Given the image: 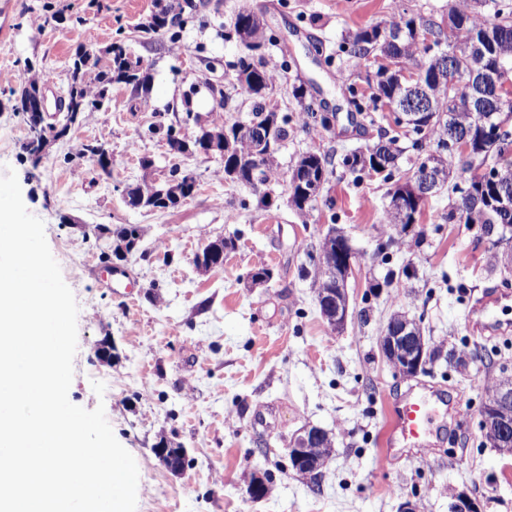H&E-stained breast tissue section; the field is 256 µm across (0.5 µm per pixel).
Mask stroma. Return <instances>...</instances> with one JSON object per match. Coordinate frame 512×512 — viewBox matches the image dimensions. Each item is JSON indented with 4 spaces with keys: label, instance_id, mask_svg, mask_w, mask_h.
Returning <instances> with one entry per match:
<instances>
[{
    "label": "stroma",
    "instance_id": "obj_1",
    "mask_svg": "<svg viewBox=\"0 0 512 512\" xmlns=\"http://www.w3.org/2000/svg\"><path fill=\"white\" fill-rule=\"evenodd\" d=\"M9 2V35L0 39V175L16 172L24 204L43 221L75 296L78 346L68 397L88 410L104 406L138 466L136 512H398L407 499L417 512H448L461 491L481 512H512V454L486 443L481 428L483 379L503 370L512 376V329L480 335L469 324L485 289L512 293V269L494 266L480 225L447 222L451 187L429 197L408 230L385 219L390 183L377 176L355 182L341 165L344 154L382 136H398L401 170L417 156L391 112L353 106V99H370L367 76L376 66L355 65L342 52L348 34L404 9L444 25L454 0H354L350 7L344 0H179L186 24L151 36L141 27L156 0ZM243 7L263 14L272 39L264 63L281 74L263 104L291 119L276 155L281 178L266 194L219 177L220 155H172L164 133L153 130L171 125L191 140L214 116L229 125L249 120L253 97L229 84L240 47L224 38L225 24ZM33 13L48 17L44 30L29 26ZM175 40L184 46L178 55L169 49ZM115 42L140 59L151 110L113 85L105 105L83 112L32 166L13 89L33 75H53L45 119L58 123L54 100L65 92L75 54L104 64ZM298 85L336 112L334 129L296 122ZM94 141L111 150V174L67 161ZM311 149L329 158L331 173L314 208L301 214L288 203L285 177ZM175 169L194 178L191 199L166 211L128 205L125 188L146 179L163 184ZM98 224L142 230L132 252L113 261L129 287L110 285L90 236ZM332 226L356 253L347 280L350 317L339 334L300 276L307 253ZM219 237L234 238L235 250L223 267L201 271L197 253ZM385 240L389 248L379 250ZM261 267L273 271L270 283L251 281ZM397 313L415 319L441 353L474 348L479 360L464 372L441 360L427 375L397 373L379 345ZM104 344L112 348L108 362L96 355ZM96 380L103 394L94 392ZM424 384L456 409L428 447L384 456L392 406ZM306 427L336 443L315 484L288 463V443ZM163 442L183 449L180 470L159 460ZM256 475L270 488L260 500L246 493Z\"/></svg>",
    "mask_w": 512,
    "mask_h": 512
}]
</instances>
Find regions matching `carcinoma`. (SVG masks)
Returning a JSON list of instances; mask_svg holds the SVG:
<instances>
[{
	"label": "carcinoma",
	"instance_id": "1",
	"mask_svg": "<svg viewBox=\"0 0 512 512\" xmlns=\"http://www.w3.org/2000/svg\"><path fill=\"white\" fill-rule=\"evenodd\" d=\"M483 2L485 0H473L463 8L452 10L448 14L449 27L464 36L473 33L479 35L486 29L491 30L492 39L485 46L482 67L497 70L505 65L512 70V4L508 0H501L495 4L493 19L481 21L475 5ZM179 22L181 16L176 13V4L171 0L166 3L158 0L156 10L144 26V32L157 33ZM421 28L431 33L433 44L437 48L448 41V32L440 24L404 11L393 20L360 28L349 34L345 53L357 62L380 55H392L397 58L399 69L389 73L378 70L374 78L376 99L395 112L403 109L404 102L427 95L432 91L437 79L452 83L450 95L432 98V106L429 109L432 121L420 120L408 124L409 133L412 135V147L418 151L420 143L425 141L430 147L441 152V164L446 170L445 176L448 177L453 171L454 160L459 155L454 149V144L448 142V123L460 125L458 133L462 137H468L469 141L475 142L480 139V127L469 119L475 88L468 75V61L459 62L450 70L442 69L440 59L436 55H428L426 50H419L413 46L414 34ZM395 30L401 32L396 45L386 38V34ZM225 37L236 40L242 49V56L235 65L236 84L256 99L249 125L263 132L265 146L279 148L288 138L290 118L264 108L262 99L276 81L262 59L255 58L253 54V48L264 44L266 40V23L263 15L253 10L238 11L231 18ZM407 60L415 63L417 79L413 82L399 79L400 71L404 70L402 64ZM90 66L97 67L98 61L91 60L87 53L79 54L73 60L70 82L61 102L60 111L64 112L62 125L69 128L77 122L81 112L102 107L114 83L127 85L132 96L140 99L142 103L146 101L143 93L147 87V77L140 69V61L132 59L122 44L115 43L111 46L108 64L98 71L91 82L86 79ZM40 92V85L29 82L17 91V109L26 124L30 122L32 106ZM394 144L395 139L391 138L386 142L381 140L368 145L364 150L353 151L343 156L342 165L356 181L373 172L383 173L385 178L392 180L394 172L398 171L397 162L401 155V151L394 147ZM233 145L234 152L229 154V157L236 159V162L240 163V168L233 175L230 163L224 162V179L246 186L251 182L250 165L256 159L257 145L244 135L234 140ZM511 153L512 131L508 129L492 150L491 158L494 160L493 167L496 168L498 181H504L512 187V161L508 160ZM108 155L110 151L104 144L90 142L83 144L75 157L86 158L94 163ZM320 170V160L317 158L302 156L297 160V175H288L290 180L298 178V184L293 189V203L297 208H302V202L306 201L305 189L319 180ZM465 171L470 173L467 188L470 189L471 204L466 206L462 201H457L448 210L447 220L450 223L478 224L484 235L493 237L499 234L500 225H512V214L505 215L493 206L490 202L493 198V187L479 178L473 166H468ZM189 180L191 177L188 175L173 173L172 178L158 188L156 197L148 198L147 207L160 210L177 207L179 198L192 187ZM94 231L97 241L103 233H112L113 242L116 244L123 242L129 235L141 236L140 227L133 224H120L115 227L97 224ZM334 448L333 437L326 433L309 448L310 459L315 467V472L310 474L311 479L318 478Z\"/></svg>",
	"mask_w": 512,
	"mask_h": 512
}]
</instances>
